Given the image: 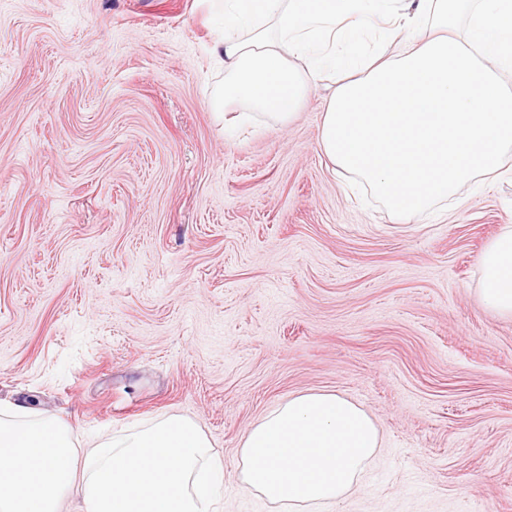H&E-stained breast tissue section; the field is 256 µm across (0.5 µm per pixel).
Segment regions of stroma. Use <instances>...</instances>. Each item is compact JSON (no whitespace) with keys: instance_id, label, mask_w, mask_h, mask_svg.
<instances>
[{"instance_id":"1","label":"stroma","mask_w":512,"mask_h":512,"mask_svg":"<svg viewBox=\"0 0 512 512\" xmlns=\"http://www.w3.org/2000/svg\"><path fill=\"white\" fill-rule=\"evenodd\" d=\"M214 0H0V409L80 449L177 415L245 492L267 410L334 392L382 446L334 512H512V316L480 254L499 176L398 217L320 154L324 71L288 123L224 132Z\"/></svg>"}]
</instances>
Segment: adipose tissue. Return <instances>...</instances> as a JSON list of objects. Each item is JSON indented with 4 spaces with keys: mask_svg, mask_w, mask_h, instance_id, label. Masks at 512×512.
Here are the masks:
<instances>
[{
    "mask_svg": "<svg viewBox=\"0 0 512 512\" xmlns=\"http://www.w3.org/2000/svg\"><path fill=\"white\" fill-rule=\"evenodd\" d=\"M363 0H216L242 41L212 47L224 64L215 106L247 104L289 122L322 68L341 74L322 113L319 147L394 214L428 211L466 185L496 175L512 149V0H400L387 17L393 55L358 48L370 14ZM469 11L464 34L451 33ZM438 31L415 35L426 16ZM480 297L512 315V228L480 255ZM381 443L374 420L332 392L297 394L263 414L239 450L243 489L304 512L339 503ZM224 460L191 420L169 416L112 434L77 453L61 422L15 406L0 412V512H60L79 484L84 512H210Z\"/></svg>",
    "mask_w": 512,
    "mask_h": 512,
    "instance_id": "ef3b65f1",
    "label": "adipose tissue"
}]
</instances>
